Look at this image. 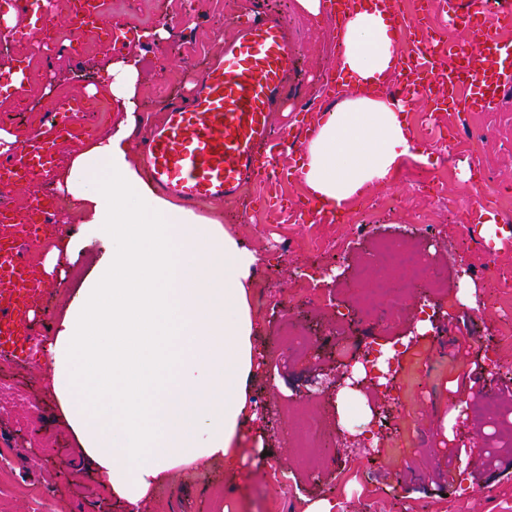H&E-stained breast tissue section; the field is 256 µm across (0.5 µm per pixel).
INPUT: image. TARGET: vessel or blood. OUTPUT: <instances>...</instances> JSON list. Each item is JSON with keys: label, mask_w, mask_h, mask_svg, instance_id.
<instances>
[{"label": "vessel or blood", "mask_w": 512, "mask_h": 512, "mask_svg": "<svg viewBox=\"0 0 512 512\" xmlns=\"http://www.w3.org/2000/svg\"><path fill=\"white\" fill-rule=\"evenodd\" d=\"M450 20L467 30L475 49L457 50L455 64L440 79L444 91L433 89L425 55H407L397 68L399 83L409 100H426L431 111L448 103L464 110L486 109L506 93L504 77L512 71V45L483 29L478 13L451 0ZM234 32L223 53L197 76L187 101L171 103L161 120L141 142L140 165L147 179L162 194L193 208L203 202L235 196L257 178L280 181L279 155L295 149L299 136L275 131L272 116L291 98L288 77L296 69L298 53L277 13L256 0L246 17L234 18ZM468 98H460L461 89ZM93 95L86 90L60 96L45 113L41 136L21 142L0 162V235L11 242L26 231L10 208L9 198L19 184L29 189L38 223L54 237H63V225L51 218L55 148L82 141L79 114ZM20 257L0 265V349L35 356L48 329L30 315L33 303L44 294L33 275H21Z\"/></svg>", "instance_id": "1"}]
</instances>
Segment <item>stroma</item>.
Wrapping results in <instances>:
<instances>
[{
  "mask_svg": "<svg viewBox=\"0 0 512 512\" xmlns=\"http://www.w3.org/2000/svg\"><path fill=\"white\" fill-rule=\"evenodd\" d=\"M30 2L21 15L13 0H0L13 55L0 74V160L41 133V114L58 96L78 89H95L104 108L99 131L111 132L126 114L108 90L110 71L131 63L139 120L128 152L138 162L149 127L223 51L233 15L250 8V0H113L116 45L90 36L49 56L33 21L47 12L64 21L65 0ZM269 5L298 44L291 83L306 106L274 113L273 125L313 126L333 103L317 81L336 65V21H314L297 0ZM15 73L23 89L12 87ZM406 110L411 156L341 220L299 215L307 193L297 177L274 190L258 181L241 197L197 209L220 217L256 254L253 284L264 289L253 304L256 364L245 381L252 414L241 422L235 468L214 460L197 473L172 469L130 508L83 459L44 363L0 360V512H308L321 501L332 512H512V399L504 394L512 389V335L503 333L512 322V97L483 112L433 114L418 101ZM468 163L478 175L467 180ZM406 237L420 243L446 288L425 303L414 294L396 308L380 300L378 319H363L371 254L382 240ZM21 252L48 286L35 313L57 331L94 276L102 244H81L64 271L39 240H22ZM291 330L298 344H289ZM369 349L380 351L387 373L379 387L360 365ZM491 398L499 418L474 420L470 406ZM311 421L320 431L307 448ZM348 432L364 434L366 448L347 451Z\"/></svg>",
  "mask_w": 512,
  "mask_h": 512,
  "instance_id": "35a3bbf8",
  "label": "stroma"
}]
</instances>
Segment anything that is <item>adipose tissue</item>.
Segmentation results:
<instances>
[{"label": "adipose tissue", "mask_w": 512, "mask_h": 512, "mask_svg": "<svg viewBox=\"0 0 512 512\" xmlns=\"http://www.w3.org/2000/svg\"><path fill=\"white\" fill-rule=\"evenodd\" d=\"M336 40L348 92L320 116L299 166L310 199L330 212L385 181L411 150L404 109L383 92L400 58L392 0H354ZM111 75L127 123L80 153L67 178L93 213L87 237L110 248L45 353L83 458L135 506L174 467L206 458L231 467L240 456L257 257L219 220L146 185L126 143L137 69Z\"/></svg>", "instance_id": "ef3b65f1"}]
</instances>
